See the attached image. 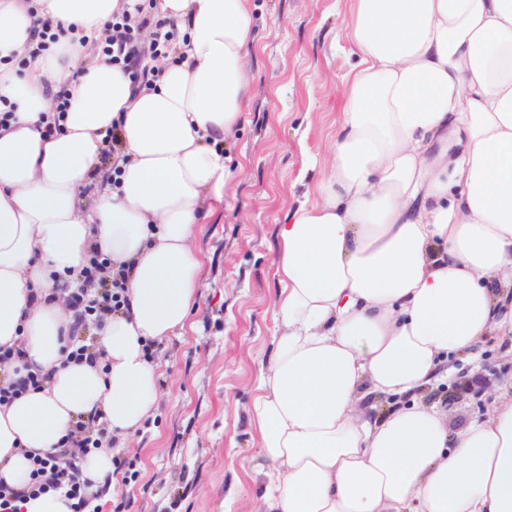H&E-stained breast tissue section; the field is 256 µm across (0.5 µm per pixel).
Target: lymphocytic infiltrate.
Returning <instances> with one entry per match:
<instances>
[{"mask_svg":"<svg viewBox=\"0 0 512 512\" xmlns=\"http://www.w3.org/2000/svg\"><path fill=\"white\" fill-rule=\"evenodd\" d=\"M147 29L152 36L146 40L142 33ZM169 42L170 34L164 30L162 22L145 10L141 0H130L121 13L113 16L112 41L103 47L102 54L106 63L129 71L133 86L138 88L154 80V71L146 62L164 53ZM129 273V268L113 267L98 249L89 250L78 272L79 288L64 289L62 294L72 316L70 362L93 366L103 359V352L96 349L88 331L128 309ZM0 372L7 375L0 384V406L11 404L28 392L44 389L51 379L50 373L30 368L24 350L18 346H0ZM111 442L108 429L97 418L77 420L50 452L30 455V481L26 491L0 485V512H22L21 504L26 496L59 490L73 500L74 512H91L89 489L92 482L83 477L78 460L89 449Z\"/></svg>","mask_w":512,"mask_h":512,"instance_id":"lymphocytic-infiltrate-1","label":"lymphocytic infiltrate"}]
</instances>
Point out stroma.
Masks as SVG:
<instances>
[{"instance_id":"35a3bbf8","label":"stroma","mask_w":512,"mask_h":512,"mask_svg":"<svg viewBox=\"0 0 512 512\" xmlns=\"http://www.w3.org/2000/svg\"><path fill=\"white\" fill-rule=\"evenodd\" d=\"M248 63L254 95L224 154L231 176L222 201L204 203L195 227L202 261L186 334L153 343L159 398L114 455L136 477L96 494L99 512H239L267 482L256 467L250 412L258 376L272 360L277 325V228L298 199L316 201L318 170L342 119L341 91L359 67L347 38L350 0H255ZM474 362L424 393L439 402L449 433L512 392V339L489 336Z\"/></svg>"}]
</instances>
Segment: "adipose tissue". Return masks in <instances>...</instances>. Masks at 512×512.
Segmentation results:
<instances>
[{"instance_id":"ef3b65f1","label":"adipose tissue","mask_w":512,"mask_h":512,"mask_svg":"<svg viewBox=\"0 0 512 512\" xmlns=\"http://www.w3.org/2000/svg\"><path fill=\"white\" fill-rule=\"evenodd\" d=\"M123 0H0V346L49 370L0 406V479L29 482L78 418L135 433L154 411L148 341L196 304L194 227L230 172L253 89L252 0H159L183 24L177 61L133 90L93 57ZM360 59L317 203L278 229V338L252 403L269 469L262 512H512V397L449 435L418 397L494 333L512 335V0H352ZM64 29L24 69L35 20ZM65 90L61 129L52 92ZM122 132L119 185L91 212L80 190L106 130ZM132 267L129 309L94 332L105 362L66 359L71 318L36 303L73 281L89 246Z\"/></svg>"}]
</instances>
